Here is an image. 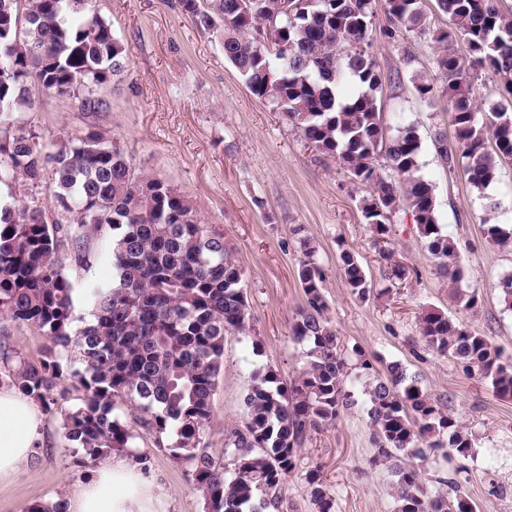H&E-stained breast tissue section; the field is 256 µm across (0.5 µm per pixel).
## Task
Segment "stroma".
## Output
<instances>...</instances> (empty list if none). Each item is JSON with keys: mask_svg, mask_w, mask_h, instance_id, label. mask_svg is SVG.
Here are the masks:
<instances>
[{"mask_svg": "<svg viewBox=\"0 0 512 512\" xmlns=\"http://www.w3.org/2000/svg\"><path fill=\"white\" fill-rule=\"evenodd\" d=\"M96 7L131 60L130 72L106 89L110 110L88 114L73 100L48 96L23 118L43 147L91 128L103 131L123 147L137 173L162 178L190 198L204 223L223 233L225 246L234 251L243 270L250 329L224 343L213 416L202 436L209 452L223 456L225 434L242 419L254 371L270 367L288 379L303 363L305 347L290 337L292 316L305 301L298 278L301 254L292 235L297 227L325 271V315L342 344L361 348L381 372L391 363L404 364L427 397L453 413L472 439L468 458L448 460L440 450L430 455L421 469L426 492L446 494L451 479L476 512H512V399L495 396L487 381L463 372L420 334L423 315L437 309L489 336L512 357V310L505 309L497 289L499 279L512 273V246L493 244L484 235L487 219L512 224V161L501 165L482 193L469 184L463 168L448 170L433 135L443 131L449 147H456L453 115L444 99H420L409 78L416 71L443 80L432 34L447 27L448 19L435 0H425V31L400 32L392 39L386 35L394 27L386 2L374 0L371 50L384 78L378 94L384 125L413 126L420 138L418 173L433 183L442 232L459 247L465 274L458 284L440 274L407 208L393 214L388 239L374 236L359 209L367 187L354 182L334 157L308 147L250 92L224 57L220 31L197 28L179 0H96ZM491 198L501 204L493 215L487 208ZM111 238L108 229L84 238L87 265L63 259L74 287V327L89 318L88 286L112 278ZM345 251L367 274L372 288L367 300L345 285L340 261ZM458 288L476 293L477 306L458 304L453 296ZM365 384V378L349 375L354 404L307 439L300 471L282 485L280 512H316L303 476L314 467L336 497V512H395L391 469L372 461ZM58 388L62 397L44 413L45 446L14 477L0 481V512H24L32 503L68 497L88 478L70 457L62 429L64 413L80 405L83 390L71 378ZM119 415L136 446L151 454L149 475L164 494V512H205L202 494L171 455L175 434L143 429L129 409Z\"/></svg>", "mask_w": 512, "mask_h": 512, "instance_id": "35a3bbf8", "label": "stroma"}]
</instances>
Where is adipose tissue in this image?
Wrapping results in <instances>:
<instances>
[{"instance_id": "ef3b65f1", "label": "adipose tissue", "mask_w": 512, "mask_h": 512, "mask_svg": "<svg viewBox=\"0 0 512 512\" xmlns=\"http://www.w3.org/2000/svg\"><path fill=\"white\" fill-rule=\"evenodd\" d=\"M37 404L11 388L0 389V477L13 474L41 439ZM162 496L126 452L113 453L96 477L67 499V512H162Z\"/></svg>"}]
</instances>
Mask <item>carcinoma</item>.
Instances as JSON below:
<instances>
[{
  "label": "carcinoma",
  "instance_id": "carcinoma-1",
  "mask_svg": "<svg viewBox=\"0 0 512 512\" xmlns=\"http://www.w3.org/2000/svg\"><path fill=\"white\" fill-rule=\"evenodd\" d=\"M388 12L407 32L424 29L422 0H387ZM449 29L433 34L442 86L410 75L418 94L446 98L454 112L459 147L433 145L448 170L464 167L470 183L487 187L498 167L512 160V12L500 0H436ZM198 28H222L224 57L250 91L281 113L314 150L330 154L351 179L370 188L359 201L370 230L381 238L390 217L407 206L439 259V271L458 282L464 275L454 242L438 224L434 185L416 175L421 142L415 128L391 135L381 121L380 66L369 51L372 0H315L306 12L289 13V0H180ZM471 52L462 58L454 41ZM480 66L499 82L501 100L477 116L470 69ZM131 70L112 24L95 0H0V182L21 177L33 184L52 170L50 208L72 215L78 231L42 221L26 204L0 205V318L36 328L49 345L37 363L0 344V386L41 403L66 377L84 388L81 405L64 414L65 438L76 464L89 471L115 451L134 447V435L114 411L136 410V420L157 434L171 430L173 457L204 498L206 512H277L284 480L300 466L313 432L335 423L354 404L347 388L348 359L325 316L324 272L315 250L300 241L298 277L305 296L291 337L306 346L296 375L260 369L244 396L241 424L225 435L230 457L201 447L213 412L227 336L246 331L248 302L243 271L224 246L223 234L202 222L196 205L168 182L138 176L132 159L102 132L65 136L48 150L20 118L41 95L74 99L83 112L110 110L102 93ZM492 129L487 150L484 129ZM384 157L391 173L377 164ZM112 229L115 281L92 288L90 321L71 332L72 284L62 251L87 262L79 230ZM486 237L512 245V229L488 224ZM346 287L365 299L366 273L348 251L341 254ZM426 344L460 361L512 399V364L488 337L431 310L423 315ZM374 431L373 462L392 466L398 512H473L458 486L448 497H430L419 463L447 446L466 458L472 439L457 418L432 403L416 376L396 362L366 390ZM316 512H336V499L318 469L305 473Z\"/></svg>",
  "mask_w": 512,
  "mask_h": 512
}]
</instances>
